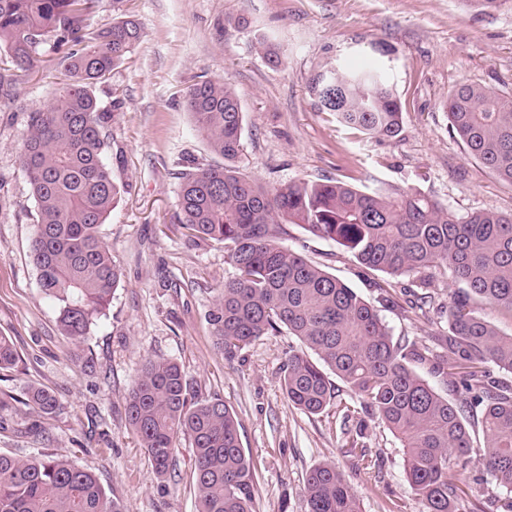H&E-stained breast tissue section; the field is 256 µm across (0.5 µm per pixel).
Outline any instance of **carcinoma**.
<instances>
[{
	"label": "carcinoma",
	"mask_w": 512,
	"mask_h": 512,
	"mask_svg": "<svg viewBox=\"0 0 512 512\" xmlns=\"http://www.w3.org/2000/svg\"><path fill=\"white\" fill-rule=\"evenodd\" d=\"M95 0H0V50L6 71L34 66L36 47L53 34L69 46L63 79L45 108L29 113L19 160L37 206L31 258L61 330L77 342L109 310L119 271L99 228L119 188L106 162L112 113L93 87L105 81L140 39L121 14L101 28L84 25ZM317 102L372 138L401 132V105L378 61L316 76ZM208 150L221 162L179 173L181 224L193 238L224 244L233 269L207 319L215 345L231 360L253 340L287 330L304 349L288 356L283 390L296 408L317 415L335 397L324 368L400 441L404 472L425 512H459L451 472L470 454L471 413L481 411L483 464L512 497V336L476 315V299L512 310V214L464 218L412 189L368 192L334 179L264 187L236 165L243 111L221 80L195 84L186 96ZM449 129L468 154L512 183V96L461 83L444 102ZM330 239L368 269L390 276L442 267L464 284L448 302V357L396 340L374 306L334 275L284 247V225ZM316 358H311V355ZM17 350L0 336V370ZM442 376L448 398L414 366ZM42 415L59 409L49 391L32 387ZM126 419L154 473L174 465L176 442L194 448L198 512H255L257 483L242 448L239 421L220 398H198L176 362L147 360L126 400ZM304 512H361L332 462L305 479ZM0 512H124L97 477L61 458L18 459L0 452Z\"/></svg>",
	"instance_id": "1"
}]
</instances>
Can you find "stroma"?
I'll list each match as a JSON object with an SVG mask.
<instances>
[{"instance_id": "stroma-1", "label": "stroma", "mask_w": 512, "mask_h": 512, "mask_svg": "<svg viewBox=\"0 0 512 512\" xmlns=\"http://www.w3.org/2000/svg\"><path fill=\"white\" fill-rule=\"evenodd\" d=\"M118 8L138 22L141 38L94 93L112 114L109 161L121 197L100 233L120 282L106 317L80 344L61 331L29 257L36 204L19 164L28 113L47 104L60 76L54 39L0 95V335L20 356L0 373V391L13 396L0 407V451L67 458L93 471L126 512H197L188 440L156 477L125 418L145 361L169 359L200 397L221 398L236 413L256 474V512H304L306 474L324 461L345 475L362 512H425L406 482L400 442L344 383L320 414L288 402L282 368L301 347L296 337H260L230 361L216 348L207 312L232 269L223 245L189 237L179 222L177 172L213 159L185 96L207 79L235 90L244 114L238 165L262 184L334 178L362 190L412 188L461 217L509 214L512 184L467 155L443 103L464 81L512 95V0L489 14L466 12L460 0H96L85 23L109 24ZM230 17L245 18L246 27L223 30ZM260 33L280 63L259 50ZM378 42L402 105V131L392 139L344 126L310 92L313 76L374 58ZM285 230L283 245L378 304L393 336L444 354L456 288L447 271L429 269L432 304L419 311L415 276L365 268L299 225ZM32 386L54 393L60 411L39 416L27 401ZM348 415L364 421L373 464L346 453ZM36 420L43 430L33 435ZM474 445L469 462L452 471L460 512H503L505 496L480 459L482 439Z\"/></svg>"}]
</instances>
